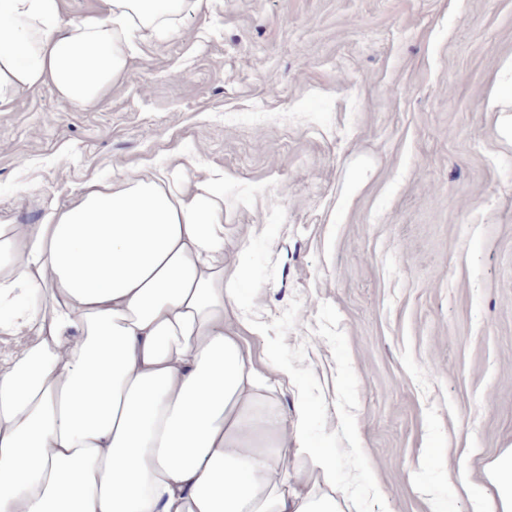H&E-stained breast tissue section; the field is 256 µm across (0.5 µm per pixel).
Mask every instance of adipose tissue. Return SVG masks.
<instances>
[{"label":"adipose tissue","instance_id":"ef3b65f1","mask_svg":"<svg viewBox=\"0 0 512 512\" xmlns=\"http://www.w3.org/2000/svg\"><path fill=\"white\" fill-rule=\"evenodd\" d=\"M109 3L0 0V105L46 83L94 105L137 31L187 0ZM223 185L175 168L0 224V512H343L335 456L268 396L288 366H257L228 314L247 243L226 257ZM485 474L491 512H512V448ZM65 12L70 17L87 14H104L108 10V0H65Z\"/></svg>","mask_w":512,"mask_h":512}]
</instances>
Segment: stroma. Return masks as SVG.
<instances>
[{"instance_id": "stroma-1", "label": "stroma", "mask_w": 512, "mask_h": 512, "mask_svg": "<svg viewBox=\"0 0 512 512\" xmlns=\"http://www.w3.org/2000/svg\"><path fill=\"white\" fill-rule=\"evenodd\" d=\"M97 104L52 84L0 107V224H39L114 176L224 174L235 243L286 209L268 323L338 310L361 446L388 512L493 505L512 448V0H190L144 29ZM276 95H269V87ZM485 474L496 491L491 512L512 511V448H506L485 465Z\"/></svg>"}]
</instances>
